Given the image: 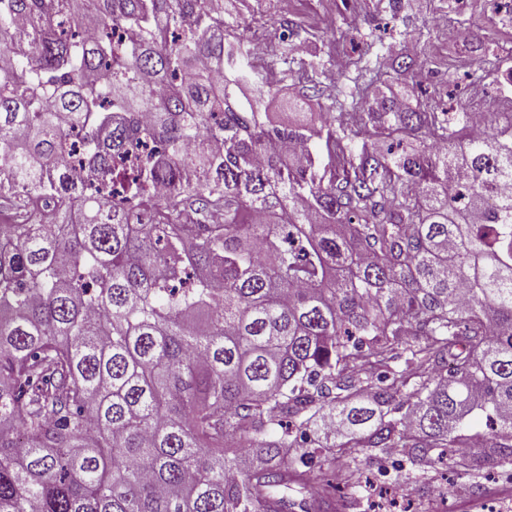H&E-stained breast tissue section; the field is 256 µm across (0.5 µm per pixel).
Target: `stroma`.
Listing matches in <instances>:
<instances>
[{
	"mask_svg": "<svg viewBox=\"0 0 512 512\" xmlns=\"http://www.w3.org/2000/svg\"><path fill=\"white\" fill-rule=\"evenodd\" d=\"M443 15L466 28L467 40L448 41L435 25ZM241 32L262 40L268 56L298 44L295 59L333 69L345 56L368 66L388 61L383 89L403 91L405 75L392 61L408 53L423 85L419 99L428 111L465 107L473 98L500 97L502 59L512 52V21H497L491 0H251ZM293 43H286L288 32ZM487 67L485 80L469 73ZM397 456L373 455L360 463L366 488L342 485L336 512H512V468L484 466L461 473L452 463H423L409 485L398 486Z\"/></svg>",
	"mask_w": 512,
	"mask_h": 512,
	"instance_id": "stroma-1",
	"label": "stroma"
}]
</instances>
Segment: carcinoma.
I'll return each instance as SVG.
<instances>
[{
	"instance_id": "obj_1",
	"label": "carcinoma",
	"mask_w": 512,
	"mask_h": 512,
	"mask_svg": "<svg viewBox=\"0 0 512 512\" xmlns=\"http://www.w3.org/2000/svg\"><path fill=\"white\" fill-rule=\"evenodd\" d=\"M304 72L258 70L224 0H0V512H288L316 465L327 512L374 452L471 470L476 414L512 464V109L472 138L377 69L347 123L274 124ZM134 146L170 194L35 218L67 148L124 182Z\"/></svg>"
}]
</instances>
